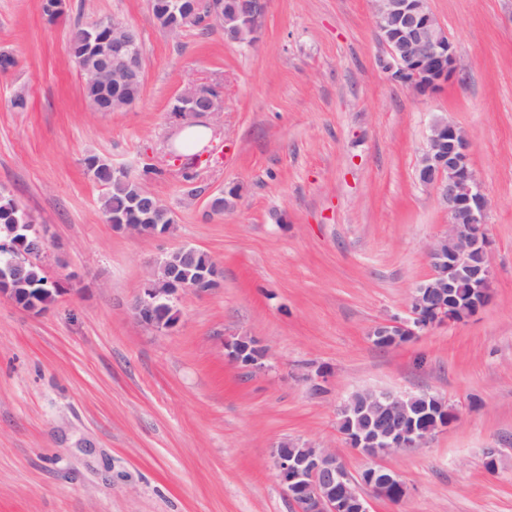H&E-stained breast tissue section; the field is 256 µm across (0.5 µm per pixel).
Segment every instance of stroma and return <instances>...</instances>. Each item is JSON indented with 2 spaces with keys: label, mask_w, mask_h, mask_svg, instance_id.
Listing matches in <instances>:
<instances>
[{
  "label": "stroma",
  "mask_w": 512,
  "mask_h": 512,
  "mask_svg": "<svg viewBox=\"0 0 512 512\" xmlns=\"http://www.w3.org/2000/svg\"><path fill=\"white\" fill-rule=\"evenodd\" d=\"M262 3L248 45L215 26L170 34L149 0H66L53 20L42 0H0V51L17 60L0 73V195L46 226L40 263L65 289L38 314L0 298V512H293L272 446L330 448L359 473L338 409L367 389L458 414L428 448L380 458L409 493L372 512H512V0H429L465 74L426 97L380 68L372 0ZM104 16L142 50L141 96L121 112L94 110L65 51L76 22ZM202 82L224 110L187 181L170 109ZM439 118L474 139L493 300L381 348L371 329L407 318L448 223L416 179ZM89 154L137 179L162 169L148 186L173 229L113 232ZM183 246L219 263L220 286L186 292L170 331L138 325L151 262ZM242 336L265 347L263 370L229 358Z\"/></svg>",
  "instance_id": "35a3bbf8"
}]
</instances>
